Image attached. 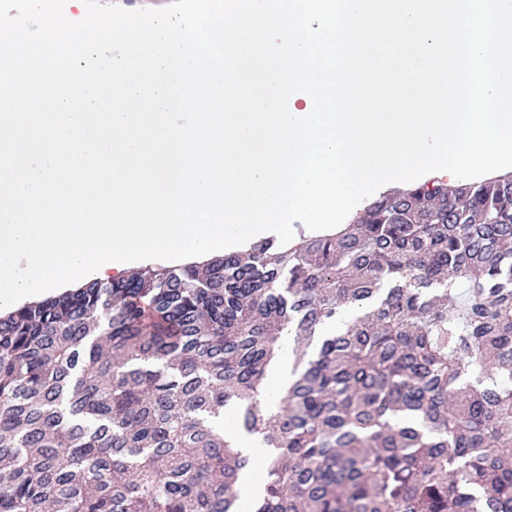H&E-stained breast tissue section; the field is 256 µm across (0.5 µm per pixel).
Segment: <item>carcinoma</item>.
<instances>
[{"label":"carcinoma","instance_id":"obj_1","mask_svg":"<svg viewBox=\"0 0 512 512\" xmlns=\"http://www.w3.org/2000/svg\"><path fill=\"white\" fill-rule=\"evenodd\" d=\"M225 414L252 512H512V172L0 315V512H237Z\"/></svg>","mask_w":512,"mask_h":512}]
</instances>
